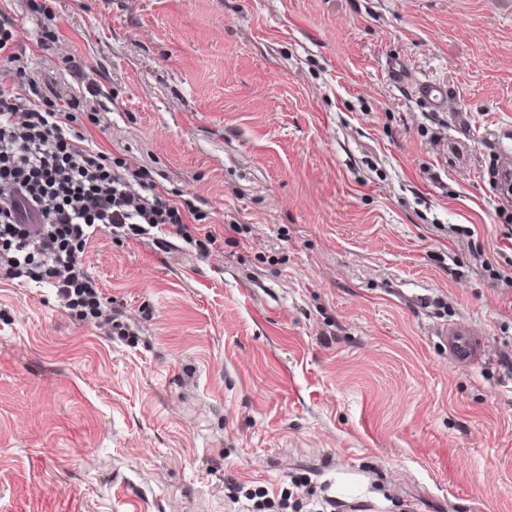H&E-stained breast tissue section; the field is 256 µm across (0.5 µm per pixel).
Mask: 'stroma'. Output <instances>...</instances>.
<instances>
[{
	"label": "stroma",
	"mask_w": 512,
	"mask_h": 512,
	"mask_svg": "<svg viewBox=\"0 0 512 512\" xmlns=\"http://www.w3.org/2000/svg\"><path fill=\"white\" fill-rule=\"evenodd\" d=\"M39 2L0 10L93 140L240 230L88 243L134 346L0 279V512H235L233 485L300 483L336 512H512V0ZM416 95L419 102L429 111L438 112L448 104V90L444 85L430 81L415 83ZM482 333L470 324H452L445 331L448 356L458 367L470 368L479 363L484 352Z\"/></svg>",
	"instance_id": "stroma-1"
}]
</instances>
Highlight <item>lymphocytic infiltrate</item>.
<instances>
[{"instance_id":"lymphocytic-infiltrate-1","label":"lymphocytic infiltrate","mask_w":512,"mask_h":512,"mask_svg":"<svg viewBox=\"0 0 512 512\" xmlns=\"http://www.w3.org/2000/svg\"><path fill=\"white\" fill-rule=\"evenodd\" d=\"M14 24H0V278L54 288L61 309L135 340L83 266L98 233L127 238L153 230L191 239V201L175 199L152 171L115 160L77 127L83 103L43 92L19 52Z\"/></svg>"}]
</instances>
